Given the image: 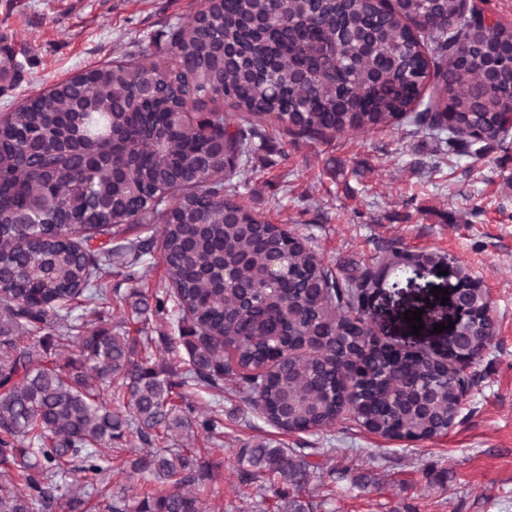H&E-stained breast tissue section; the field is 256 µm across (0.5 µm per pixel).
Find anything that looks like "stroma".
Here are the masks:
<instances>
[{"label":"stroma","mask_w":512,"mask_h":512,"mask_svg":"<svg viewBox=\"0 0 512 512\" xmlns=\"http://www.w3.org/2000/svg\"><path fill=\"white\" fill-rule=\"evenodd\" d=\"M203 0H0V31L17 48L13 89L0 92V114L71 75L100 66L164 65L169 31L199 12ZM247 170L234 177L241 204L307 239L337 277L377 275L370 324L384 343L444 355L447 333L425 322L412 333L405 312L437 307L433 287L453 289L459 274L487 294L497 333L471 364L473 384L448 433L391 441L343 418L327 431L285 433L245 401L238 385L187 386L201 414L224 421V449L210 453L215 477L201 490L213 512H273L272 488L242 485L241 449L260 441L296 448L322 463L304 498L313 512H512V135L481 142L479 155H458L432 171V143L409 126L350 132L328 141L294 138L260 119ZM398 253L431 256L421 275L396 270ZM113 256L119 298L94 321L126 324L148 337L164 363L180 364L177 322L154 316L124 323L120 299L131 288Z\"/></svg>","instance_id":"35a3bbf8"}]
</instances>
